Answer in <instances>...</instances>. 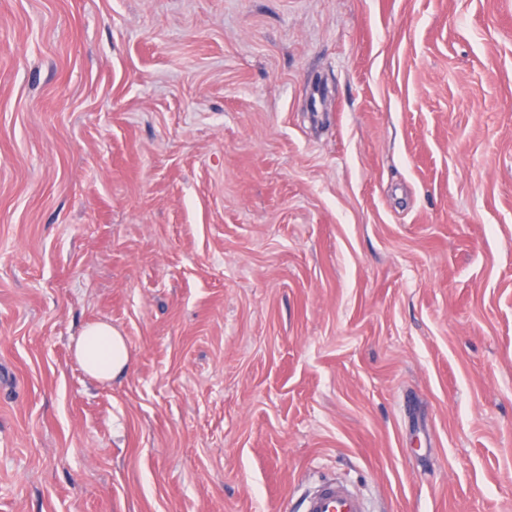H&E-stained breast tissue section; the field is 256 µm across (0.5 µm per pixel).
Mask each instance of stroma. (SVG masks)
Listing matches in <instances>:
<instances>
[{"mask_svg": "<svg viewBox=\"0 0 512 512\" xmlns=\"http://www.w3.org/2000/svg\"><path fill=\"white\" fill-rule=\"evenodd\" d=\"M328 479L512 512V0H0V512ZM75 350L86 372L102 381L124 374L130 360L124 337L107 323L86 327Z\"/></svg>", "mask_w": 512, "mask_h": 512, "instance_id": "stroma-1", "label": "stroma"}]
</instances>
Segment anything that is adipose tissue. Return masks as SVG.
Wrapping results in <instances>:
<instances>
[{"instance_id":"1","label":"adipose tissue","mask_w":512,"mask_h":512,"mask_svg":"<svg viewBox=\"0 0 512 512\" xmlns=\"http://www.w3.org/2000/svg\"><path fill=\"white\" fill-rule=\"evenodd\" d=\"M76 356L89 375L102 381L124 374L130 360L124 337L107 323L84 329L76 345Z\"/></svg>"}]
</instances>
